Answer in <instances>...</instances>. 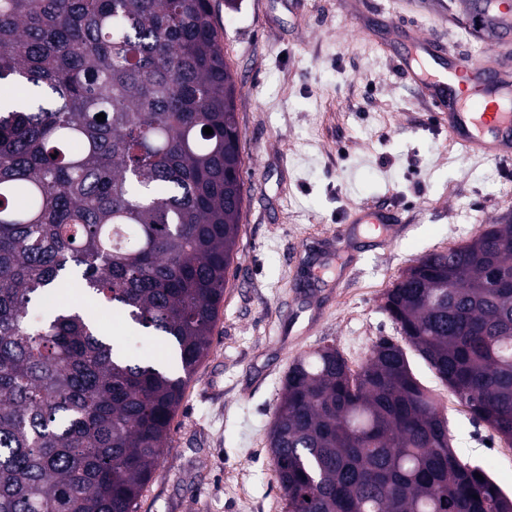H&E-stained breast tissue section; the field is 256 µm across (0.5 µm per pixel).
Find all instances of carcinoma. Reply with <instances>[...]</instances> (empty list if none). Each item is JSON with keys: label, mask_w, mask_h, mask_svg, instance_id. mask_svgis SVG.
I'll use <instances>...</instances> for the list:
<instances>
[{"label": "carcinoma", "mask_w": 512, "mask_h": 512, "mask_svg": "<svg viewBox=\"0 0 512 512\" xmlns=\"http://www.w3.org/2000/svg\"><path fill=\"white\" fill-rule=\"evenodd\" d=\"M5 86L33 96L0 102V512H135L237 254L241 135L210 0H0ZM74 286L170 356L132 359L64 305ZM385 310L512 443V220L419 258ZM269 450L286 512H512L390 341L356 372L330 345L296 360Z\"/></svg>", "instance_id": "cac0c4a2"}]
</instances>
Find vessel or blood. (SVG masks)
Instances as JSON below:
<instances>
[{
  "label": "vessel or blood",
  "instance_id": "vessel-or-blood-1",
  "mask_svg": "<svg viewBox=\"0 0 512 512\" xmlns=\"http://www.w3.org/2000/svg\"><path fill=\"white\" fill-rule=\"evenodd\" d=\"M473 16L494 24L497 31L512 32V14L490 6L473 9ZM398 31L407 40L394 65L428 98L436 119L463 152L488 159L512 158V79L502 67L482 59L457 60L439 71L434 41L406 26Z\"/></svg>",
  "mask_w": 512,
  "mask_h": 512
}]
</instances>
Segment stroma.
<instances>
[{"mask_svg": "<svg viewBox=\"0 0 512 512\" xmlns=\"http://www.w3.org/2000/svg\"><path fill=\"white\" fill-rule=\"evenodd\" d=\"M236 86L244 202L209 356L188 382L136 512H285L268 447L289 366L331 345L359 369L403 344L383 296L419 257L512 220V161L467 158L393 64L417 24L448 58L512 70V35L474 34L456 0H210ZM393 224H349L360 206ZM406 354L451 446L512 497V443Z\"/></svg>", "mask_w": 512, "mask_h": 512, "instance_id": "stroma-1", "label": "stroma"}]
</instances>
